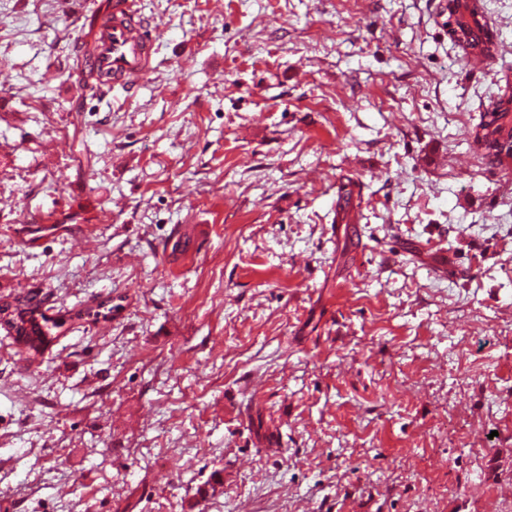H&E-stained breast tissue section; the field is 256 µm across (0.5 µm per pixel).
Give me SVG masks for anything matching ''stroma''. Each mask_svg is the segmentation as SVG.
Masks as SVG:
<instances>
[{"label":"stroma","instance_id":"35a3bbf8","mask_svg":"<svg viewBox=\"0 0 512 512\" xmlns=\"http://www.w3.org/2000/svg\"><path fill=\"white\" fill-rule=\"evenodd\" d=\"M85 7L0 0V299L74 314L0 330V512H512V0L478 61L443 0H140L105 99ZM107 14L112 21L98 22L91 47L77 57L79 86L104 94L126 91L142 83L152 70L153 39L140 19L139 0H113ZM65 323L64 315H46L40 303L29 296L17 295L12 301H4L0 306V327L14 336L19 345L22 343L20 336H27L24 344L34 354L39 353Z\"/></svg>","mask_w":512,"mask_h":512}]
</instances>
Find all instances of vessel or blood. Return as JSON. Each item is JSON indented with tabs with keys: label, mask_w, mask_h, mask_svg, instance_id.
<instances>
[{
	"label": "vessel or blood",
	"mask_w": 512,
	"mask_h": 512,
	"mask_svg": "<svg viewBox=\"0 0 512 512\" xmlns=\"http://www.w3.org/2000/svg\"><path fill=\"white\" fill-rule=\"evenodd\" d=\"M111 22L96 25L89 50L77 57L79 84L101 93L128 90L152 70L153 39L140 19V0H111Z\"/></svg>",
	"instance_id": "vessel-or-blood-1"
}]
</instances>
